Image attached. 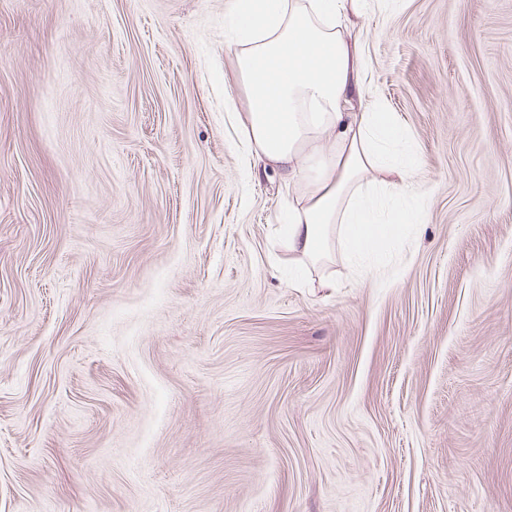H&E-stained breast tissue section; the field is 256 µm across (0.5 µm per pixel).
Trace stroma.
<instances>
[{
	"mask_svg": "<svg viewBox=\"0 0 512 512\" xmlns=\"http://www.w3.org/2000/svg\"><path fill=\"white\" fill-rule=\"evenodd\" d=\"M232 0H0V512H512V0H383L387 275L280 264Z\"/></svg>",
	"mask_w": 512,
	"mask_h": 512,
	"instance_id": "35a3bbf8",
	"label": "stroma"
}]
</instances>
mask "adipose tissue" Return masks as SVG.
<instances>
[{
	"label": "adipose tissue",
	"instance_id": "ef3b65f1",
	"mask_svg": "<svg viewBox=\"0 0 512 512\" xmlns=\"http://www.w3.org/2000/svg\"><path fill=\"white\" fill-rule=\"evenodd\" d=\"M368 0H233L232 72L247 93L240 142L296 189L284 247L314 264L335 247L387 265L403 229L420 221L416 160L393 154L402 131L366 96L357 20Z\"/></svg>",
	"mask_w": 512,
	"mask_h": 512
}]
</instances>
